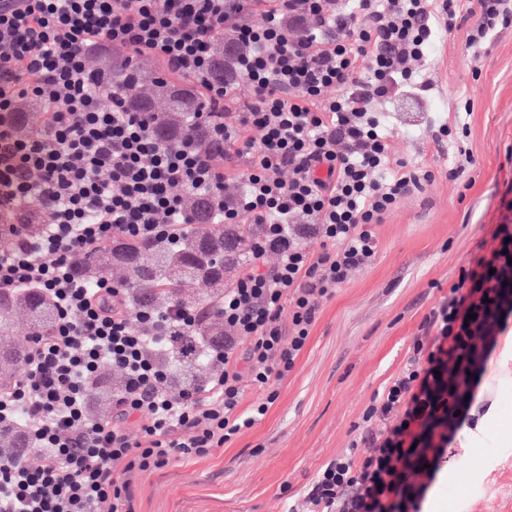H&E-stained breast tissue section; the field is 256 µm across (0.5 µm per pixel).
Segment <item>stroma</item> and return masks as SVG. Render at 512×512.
I'll list each match as a JSON object with an SVG mask.
<instances>
[{"instance_id": "obj_1", "label": "stroma", "mask_w": 512, "mask_h": 512, "mask_svg": "<svg viewBox=\"0 0 512 512\" xmlns=\"http://www.w3.org/2000/svg\"><path fill=\"white\" fill-rule=\"evenodd\" d=\"M426 98L374 102L390 115L391 153L434 179L375 228L377 255L323 301L305 350L268 412L207 458L174 457L139 481L136 512H309L318 470L366 433L363 414L403 367L431 309L506 211L512 181V23L468 48L438 33ZM466 126L440 142L424 113ZM461 176H452L454 168ZM497 402L493 439L448 447L422 512H512V385L484 389L469 415Z\"/></svg>"}]
</instances>
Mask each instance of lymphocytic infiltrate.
<instances>
[{
  "label": "lymphocytic infiltrate",
  "mask_w": 512,
  "mask_h": 512,
  "mask_svg": "<svg viewBox=\"0 0 512 512\" xmlns=\"http://www.w3.org/2000/svg\"><path fill=\"white\" fill-rule=\"evenodd\" d=\"M510 20L512 0H0V223L10 231L0 292L32 288L57 309L30 337L18 379L0 387V428L23 422L32 447L20 460L0 455V512H134L143 473L177 455L209 457L264 416L320 300L372 264L375 225L431 178L391 156L371 101L425 90L437 29L468 22L475 47ZM228 30L248 101L209 78ZM117 47L200 89L223 165L192 136L160 142L121 94L89 82L87 50ZM29 103L41 118L26 129ZM189 193L209 195L221 223L265 230L224 294L220 369L200 393L178 396L152 347L168 328L194 326L197 308L132 310L123 285L88 286L77 264L117 239L179 238ZM309 234L322 252L302 246ZM270 252L279 261L269 268ZM509 275L512 226L499 224L367 407L362 452L318 471L307 491L314 512H421L477 397L479 365L512 322ZM105 364L126 383L111 414L93 418L90 383ZM247 378L261 395L246 408Z\"/></svg>",
  "instance_id": "1"
}]
</instances>
